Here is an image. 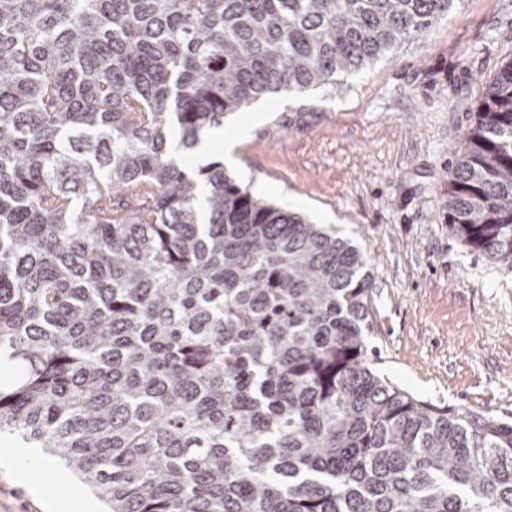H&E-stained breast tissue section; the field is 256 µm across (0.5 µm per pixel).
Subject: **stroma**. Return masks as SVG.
I'll return each mask as SVG.
<instances>
[{"label": "stroma", "instance_id": "stroma-1", "mask_svg": "<svg viewBox=\"0 0 512 512\" xmlns=\"http://www.w3.org/2000/svg\"><path fill=\"white\" fill-rule=\"evenodd\" d=\"M512 58V0H464L418 39L342 77L335 92L258 101L265 121L225 170L256 196L333 224L368 257V364L451 417L512 428V269L447 226L453 147ZM22 479L0 468V512L67 497L58 458L28 446Z\"/></svg>", "mask_w": 512, "mask_h": 512}]
</instances>
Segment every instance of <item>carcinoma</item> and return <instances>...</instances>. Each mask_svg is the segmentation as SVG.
I'll return each instance as SVG.
<instances>
[{"label": "carcinoma", "instance_id": "carcinoma-1", "mask_svg": "<svg viewBox=\"0 0 512 512\" xmlns=\"http://www.w3.org/2000/svg\"><path fill=\"white\" fill-rule=\"evenodd\" d=\"M460 0H0V433L108 512H512V428L370 369L369 260L186 159L336 87ZM448 230L512 269V59Z\"/></svg>", "mask_w": 512, "mask_h": 512}]
</instances>
